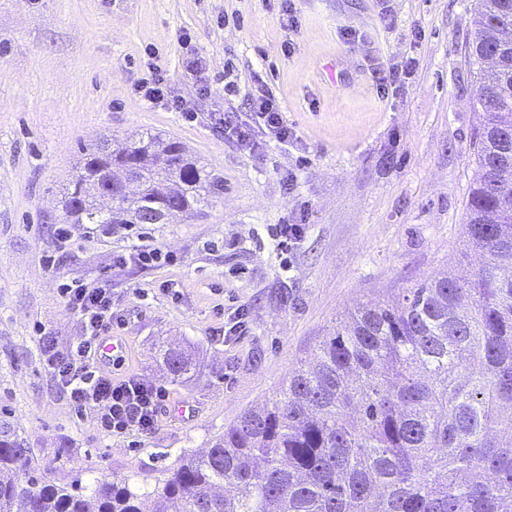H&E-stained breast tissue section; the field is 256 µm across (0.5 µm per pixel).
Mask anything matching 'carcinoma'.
<instances>
[{"instance_id": "carcinoma-1", "label": "carcinoma", "mask_w": 512, "mask_h": 512, "mask_svg": "<svg viewBox=\"0 0 512 512\" xmlns=\"http://www.w3.org/2000/svg\"><path fill=\"white\" fill-rule=\"evenodd\" d=\"M474 26L473 275L354 309L274 399L172 472L154 512H512V0H478ZM223 191L181 142L141 130L120 151L81 155L62 221L172 224ZM163 363L177 378L191 370L182 352L166 350ZM0 512L143 510L120 481L89 495L58 486L1 418Z\"/></svg>"}]
</instances>
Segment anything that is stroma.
<instances>
[{
    "instance_id": "obj_1",
    "label": "stroma",
    "mask_w": 512,
    "mask_h": 512,
    "mask_svg": "<svg viewBox=\"0 0 512 512\" xmlns=\"http://www.w3.org/2000/svg\"><path fill=\"white\" fill-rule=\"evenodd\" d=\"M475 0H0V414L57 485L90 492L125 481L145 512L170 470L286 385L329 328L441 273L468 276L466 204L480 109L469 58ZM421 39H413V31ZM207 63V90L185 69ZM413 57L397 95L371 63ZM159 66L197 114L140 101ZM232 70L236 93L224 92ZM264 80L296 144L248 156L214 113L245 112ZM148 129L183 143L224 180L206 212L151 224L170 264L115 266L123 234L72 227L57 249L60 200L82 152ZM305 220L290 258L270 228ZM108 289L126 344L121 374L193 399L196 417L162 415L151 434L105 436L46 369L39 329L67 348L83 333L60 286ZM245 308L247 325L225 336ZM178 347L182 379L161 354Z\"/></svg>"
}]
</instances>
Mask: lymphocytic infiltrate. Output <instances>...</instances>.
Listing matches in <instances>:
<instances>
[{"instance_id":"lymphocytic-infiltrate-1","label":"lymphocytic infiltrate","mask_w":512,"mask_h":512,"mask_svg":"<svg viewBox=\"0 0 512 512\" xmlns=\"http://www.w3.org/2000/svg\"><path fill=\"white\" fill-rule=\"evenodd\" d=\"M249 118L225 112L219 117L225 133L235 136L242 150L256 154L265 142L288 145L294 137L279 101L260 85L249 95ZM61 295L67 306L81 316L85 334L61 350L49 334H41L45 362L77 412L92 411L108 435L148 434L158 422L165 400L160 388L134 376L114 378L97 367L100 342L111 331L115 316L110 291L73 280L63 284Z\"/></svg>"}]
</instances>
